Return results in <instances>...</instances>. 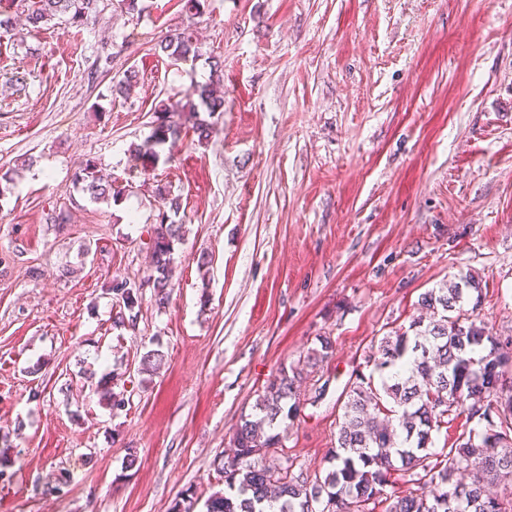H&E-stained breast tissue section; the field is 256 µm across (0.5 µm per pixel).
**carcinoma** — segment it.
<instances>
[{
    "mask_svg": "<svg viewBox=\"0 0 512 512\" xmlns=\"http://www.w3.org/2000/svg\"><path fill=\"white\" fill-rule=\"evenodd\" d=\"M97 0H26L27 21L38 27L66 18L77 29L88 24ZM167 58L194 62L201 46L189 28L170 31L160 43ZM221 64H211L210 80L195 85L185 103L163 102L154 110L150 135L132 147L142 169L155 166L164 145L183 134L200 144L215 131L214 118L224 112ZM75 184L94 202L118 200L128 188L102 171L94 158L83 159ZM158 213L150 235L155 306L169 304L176 245L184 237L177 220L179 199L157 188ZM142 287L127 279L112 282L118 310L115 328L138 318ZM417 305L428 320L414 319L372 339L365 363L379 375L356 374L338 417L334 447L324 471L296 467L286 451L288 429L300 412V388L314 379L334 354L330 336L282 365L258 394L253 412L241 416L230 439L233 452L215 455L212 466L224 477L205 512H512V402L493 398L501 379L512 380V336H501L480 318V283L469 277L448 287L432 288ZM164 355L148 350L138 371L158 373ZM100 401L117 411L124 394L100 378ZM465 417L450 446L435 447L434 435ZM10 434L0 435V479L13 468ZM391 492H386V488ZM199 498L182 491L170 512H196Z\"/></svg>",
    "mask_w": 512,
    "mask_h": 512,
    "instance_id": "obj_1",
    "label": "carcinoma"
}]
</instances>
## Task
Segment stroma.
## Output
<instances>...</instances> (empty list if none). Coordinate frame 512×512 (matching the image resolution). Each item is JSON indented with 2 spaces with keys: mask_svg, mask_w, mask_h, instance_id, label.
I'll return each mask as SVG.
<instances>
[{
  "mask_svg": "<svg viewBox=\"0 0 512 512\" xmlns=\"http://www.w3.org/2000/svg\"><path fill=\"white\" fill-rule=\"evenodd\" d=\"M145 2L133 14L99 0L82 29L35 28L19 0L6 5L0 430L23 434L0 512H168L190 486L207 499L241 415L326 335L329 389H303L286 442L325 470L371 339L444 283L475 276L482 315L512 334V0H207L194 20L180 0ZM186 24L204 56L174 65L157 44ZM101 50L110 71L94 69ZM210 56L224 67L216 134L180 137L171 162L143 171L131 144L162 100L207 80ZM130 68V95H111ZM87 157L133 192L89 201L73 186ZM160 185L186 230L172 299L157 308L144 287L136 328L117 330L109 286L147 279ZM59 207L70 224L50 222ZM150 349L165 357L152 376L138 371ZM82 369L112 377L124 409L101 405Z\"/></svg>",
  "mask_w": 512,
  "mask_h": 512,
  "instance_id": "stroma-1",
  "label": "stroma"
}]
</instances>
